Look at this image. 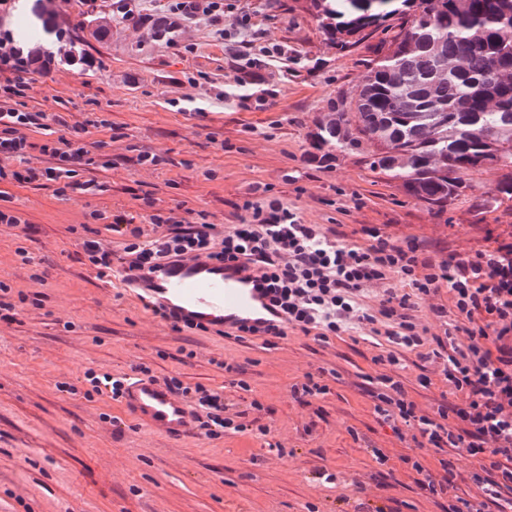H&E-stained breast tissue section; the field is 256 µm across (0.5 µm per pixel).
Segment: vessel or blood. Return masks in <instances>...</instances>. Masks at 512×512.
<instances>
[{"mask_svg": "<svg viewBox=\"0 0 512 512\" xmlns=\"http://www.w3.org/2000/svg\"><path fill=\"white\" fill-rule=\"evenodd\" d=\"M122 283L143 292L183 322L265 328L277 324L280 317L265 284L235 263L169 261L150 271L123 274ZM123 404L139 423L169 437H181L191 429L190 407L173 398L158 379L134 380Z\"/></svg>", "mask_w": 512, "mask_h": 512, "instance_id": "vessel-or-blood-1", "label": "vessel or blood"}]
</instances>
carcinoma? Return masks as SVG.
<instances>
[{
	"label": "carcinoma",
	"instance_id": "obj_1",
	"mask_svg": "<svg viewBox=\"0 0 512 512\" xmlns=\"http://www.w3.org/2000/svg\"><path fill=\"white\" fill-rule=\"evenodd\" d=\"M313 0L341 50L366 44L359 85L309 132L314 149L354 155L443 214L498 173L485 209H512V0Z\"/></svg>",
	"mask_w": 512,
	"mask_h": 512
}]
</instances>
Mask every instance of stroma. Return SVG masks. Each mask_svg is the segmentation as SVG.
I'll return each mask as SVG.
<instances>
[{"label": "stroma", "mask_w": 512, "mask_h": 512, "mask_svg": "<svg viewBox=\"0 0 512 512\" xmlns=\"http://www.w3.org/2000/svg\"><path fill=\"white\" fill-rule=\"evenodd\" d=\"M44 5L104 67L53 73L34 85L28 104L69 110L76 121L99 112L110 126L87 139L105 142L118 164L97 171L106 186L97 196L65 199L43 181L4 187L32 230L0 232V280L26 298L14 321L0 322V512H334L341 493L355 503L379 497L391 512H442L402 470L400 458L415 454V444L379 422L368 395L380 376L395 375L418 408L433 412L457 399L436 363L412 353L399 370L378 363L382 348L355 332L320 340L292 331L268 345L173 331L135 294L97 276L79 239L91 211L133 213L148 193L160 207L182 205L211 223L235 224L239 205L262 184L304 223L339 228L350 242L361 225L381 224L392 237H419L441 259L485 246L487 225L512 224V212L481 206L497 173L475 176L469 198L438 216L356 157L313 160L308 134L337 91L359 83L366 50H337L310 0H233V14L261 34L253 53L278 44L288 59L269 66L252 95L223 103L209 102L210 90L233 85L237 71L209 24L186 26L182 39L194 50L176 54L127 22H107L106 37L96 38L81 0ZM198 74L207 83L190 86ZM176 99L192 100V109L178 111ZM115 128L120 138H112ZM143 150L162 164L139 165ZM227 363L240 373L225 372ZM137 364L154 377L223 393L245 431L209 438L195 429L172 440L108 396L63 388L89 369L115 374ZM321 370L332 374L328 393L294 399L292 385ZM423 376L430 386H421ZM112 416L123 419L122 435L113 434ZM260 426L269 427L268 438L257 434ZM369 444L383 450L386 465L366 452ZM319 469L335 483L314 482ZM389 471L394 483L379 489Z\"/></svg>", "instance_id": "stroma-1"}]
</instances>
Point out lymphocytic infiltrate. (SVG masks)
<instances>
[{
  "label": "lymphocytic infiltrate",
  "instance_id": "obj_1",
  "mask_svg": "<svg viewBox=\"0 0 512 512\" xmlns=\"http://www.w3.org/2000/svg\"><path fill=\"white\" fill-rule=\"evenodd\" d=\"M15 5L16 0H0V182L47 181L56 184L61 197L103 191L94 176L101 158L86 136L107 127V120L90 112L72 124L64 113L47 114L27 103L36 82L57 69L96 71L103 63L57 25L50 29L56 37L51 45H19L5 26ZM161 10L166 48L183 50L177 32L201 21L217 26L222 39L233 37V29L224 26V0H163ZM40 131L43 142L32 146L30 133ZM34 148L47 165L29 162ZM241 209L238 223L220 227L158 207L149 195L136 216L93 212V219L105 221L116 237L119 250L96 238L83 239L81 248L102 277L115 267L132 272L173 259L246 262L265 281L272 305L283 315L268 336L282 338L292 329L325 339L356 331L365 339L385 338L389 365H400L405 351L438 359L444 381L459 399L439 404L434 414L409 401L401 381L390 375L380 377L370 393L375 413L397 438L415 432L418 447L442 454L435 470L421 457H402L405 472L428 497H447L448 512H487L503 495L512 496V233L497 236L485 249L437 260L426 255L419 238H395L377 224L362 225L360 241H341L335 229L302 223L265 186ZM394 276L405 283V293L388 287ZM370 287L378 290L374 308L362 302ZM444 288L450 293L447 306L434 301ZM425 299L431 300L436 319L455 314L454 329L463 333L465 344L430 346L429 328L416 315ZM165 385L174 397L204 411L200 427L206 436L243 431V424L230 417L223 395L175 376L166 378ZM458 455L470 459L468 473L458 471ZM461 482L475 486V496L457 494Z\"/></svg>",
  "mask_w": 512,
  "mask_h": 512
}]
</instances>
